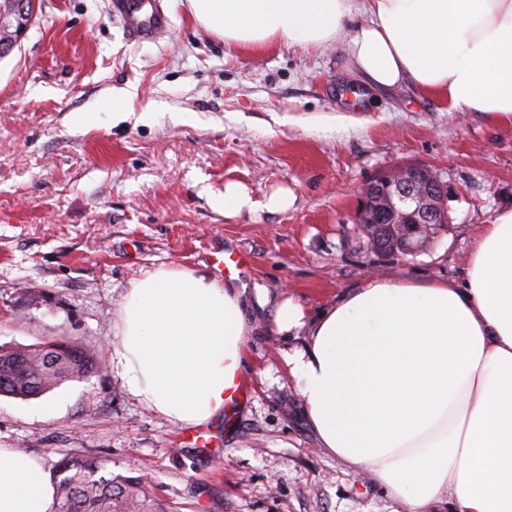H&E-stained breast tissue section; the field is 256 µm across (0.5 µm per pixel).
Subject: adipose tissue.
I'll return each instance as SVG.
<instances>
[{
	"label": "adipose tissue",
	"mask_w": 512,
	"mask_h": 512,
	"mask_svg": "<svg viewBox=\"0 0 512 512\" xmlns=\"http://www.w3.org/2000/svg\"><path fill=\"white\" fill-rule=\"evenodd\" d=\"M226 45L343 43L368 86L405 84L452 112L512 122V0H188ZM237 286L160 268L133 282L114 355L142 402L184 425L224 408L252 327ZM307 326L287 362L323 448L405 512H512V209L485 225L462 282L370 278L306 320L285 301L278 334ZM37 458L0 448V512H55Z\"/></svg>",
	"instance_id": "ef3b65f1"
}]
</instances>
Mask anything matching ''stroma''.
Here are the masks:
<instances>
[{"label":"stroma","instance_id":"obj_1","mask_svg":"<svg viewBox=\"0 0 512 512\" xmlns=\"http://www.w3.org/2000/svg\"><path fill=\"white\" fill-rule=\"evenodd\" d=\"M162 5L169 33L134 43L108 0H36L0 60V345L67 336L104 362L34 399L0 396V448L51 471L103 459L147 476L173 512H402L320 447L286 360L307 332L270 323L284 301L311 318L373 276L461 280L485 224L512 207V123L409 86L367 90L340 45L243 53L188 0ZM402 164L442 170L448 223L417 254L380 255L356 222L359 192ZM229 184L252 208L224 212ZM282 190L288 208L269 210ZM213 244L246 257L234 281L255 329L234 411L199 430L141 403L112 357L131 284L161 267L211 272Z\"/></svg>","mask_w":512,"mask_h":512}]
</instances>
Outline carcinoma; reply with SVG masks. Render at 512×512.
<instances>
[{"label": "carcinoma", "instance_id": "carcinoma-1", "mask_svg": "<svg viewBox=\"0 0 512 512\" xmlns=\"http://www.w3.org/2000/svg\"><path fill=\"white\" fill-rule=\"evenodd\" d=\"M102 368L82 344L66 336L30 346L0 345V396L37 398L62 383ZM56 512H170L143 478L114 476L97 458L68 457L57 466Z\"/></svg>", "mask_w": 512, "mask_h": 512}]
</instances>
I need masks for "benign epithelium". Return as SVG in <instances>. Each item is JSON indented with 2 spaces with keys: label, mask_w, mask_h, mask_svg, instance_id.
I'll list each match as a JSON object with an SVG mask.
<instances>
[{
  "label": "benign epithelium",
  "mask_w": 512,
  "mask_h": 512,
  "mask_svg": "<svg viewBox=\"0 0 512 512\" xmlns=\"http://www.w3.org/2000/svg\"><path fill=\"white\" fill-rule=\"evenodd\" d=\"M15 17L0 16V54L9 53L25 35L30 17L26 0H15ZM447 192L443 173L424 165H403L382 173L363 189L357 223L376 226L373 250L412 255L433 239L434 224L447 223L441 200Z\"/></svg>",
  "instance_id": "7a95c632"
}]
</instances>
